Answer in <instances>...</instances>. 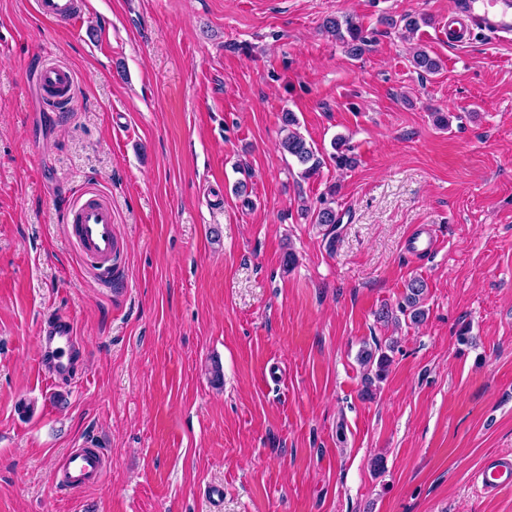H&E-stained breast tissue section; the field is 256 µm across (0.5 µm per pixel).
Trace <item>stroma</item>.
I'll use <instances>...</instances> for the list:
<instances>
[{"instance_id":"obj_1","label":"stroma","mask_w":512,"mask_h":512,"mask_svg":"<svg viewBox=\"0 0 512 512\" xmlns=\"http://www.w3.org/2000/svg\"><path fill=\"white\" fill-rule=\"evenodd\" d=\"M407 15L410 39L385 23ZM344 16L360 54L321 31ZM447 24L448 0H82L74 29L0 0V512H512L475 480L512 457V43ZM51 60L76 79L52 113ZM285 111L352 167L301 178ZM88 185L123 247L108 285L61 223ZM326 196L334 227L303 212ZM415 278L425 320L377 322ZM54 309L86 351L57 385ZM391 342L363 396L361 350ZM86 444L101 480L56 484Z\"/></svg>"}]
</instances>
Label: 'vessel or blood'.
I'll return each instance as SVG.
<instances>
[{
  "mask_svg": "<svg viewBox=\"0 0 512 512\" xmlns=\"http://www.w3.org/2000/svg\"><path fill=\"white\" fill-rule=\"evenodd\" d=\"M35 10L44 19L76 24L80 19L78 0H35ZM482 29L494 37L512 40V0H449L448 42L464 44L471 29ZM38 84L46 104L61 108L72 102L75 77L68 66L49 63L38 74ZM67 237L87 263L94 277L111 282L120 256L112 205L92 187H84L62 211ZM41 367L52 383L74 380L84 355L77 341L73 319L66 314L48 317L41 328ZM103 475L102 451L85 448L71 452L65 462L68 486L80 489ZM476 481L482 488L512 487V460L494 459L480 469Z\"/></svg>",
  "mask_w": 512,
  "mask_h": 512,
  "instance_id": "1",
  "label": "vessel or blood"
}]
</instances>
